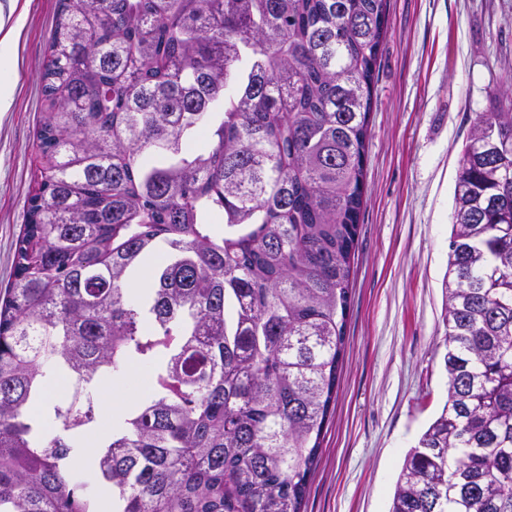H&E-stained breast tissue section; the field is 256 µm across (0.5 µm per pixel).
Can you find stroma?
I'll return each instance as SVG.
<instances>
[{
    "label": "stroma",
    "instance_id": "obj_1",
    "mask_svg": "<svg viewBox=\"0 0 512 512\" xmlns=\"http://www.w3.org/2000/svg\"><path fill=\"white\" fill-rule=\"evenodd\" d=\"M58 0H0V292L35 190L41 73ZM335 410L304 512H387L448 394L443 279L462 149L512 105V0H387Z\"/></svg>",
    "mask_w": 512,
    "mask_h": 512
}]
</instances>
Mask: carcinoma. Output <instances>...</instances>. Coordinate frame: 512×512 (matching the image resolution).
Returning a JSON list of instances; mask_svg holds the SVG:
<instances>
[{"label":"carcinoma","mask_w":512,"mask_h":512,"mask_svg":"<svg viewBox=\"0 0 512 512\" xmlns=\"http://www.w3.org/2000/svg\"><path fill=\"white\" fill-rule=\"evenodd\" d=\"M386 25L387 0H59L0 302V512H301ZM445 322L448 399L389 512H512V111L463 148ZM132 363L152 384L107 422L93 390ZM51 378L75 393L45 416Z\"/></svg>","instance_id":"cac0c4a2"}]
</instances>
